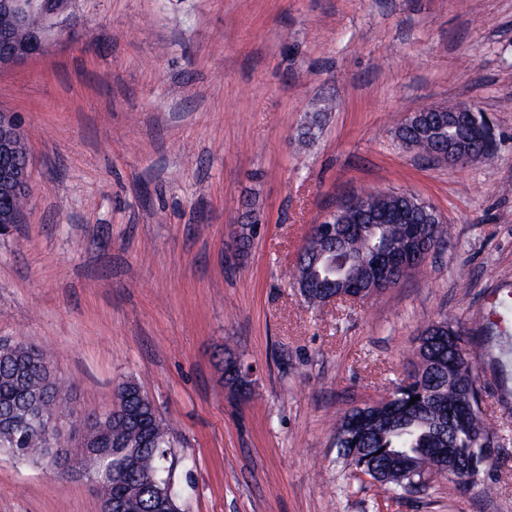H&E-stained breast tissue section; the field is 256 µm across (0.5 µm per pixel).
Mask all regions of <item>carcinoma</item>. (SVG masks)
<instances>
[{
	"mask_svg": "<svg viewBox=\"0 0 512 512\" xmlns=\"http://www.w3.org/2000/svg\"><path fill=\"white\" fill-rule=\"evenodd\" d=\"M448 117L426 107L408 117L397 129L399 140L409 138L421 151L438 143L437 137L448 138ZM369 209L383 213L400 205L416 220L418 247L436 250L451 239V228L431 219L417 200L396 199L377 191L364 192ZM405 224H379L376 232L351 239L358 263H347L344 253L326 249V242L311 234L303 245L304 253L319 256L310 262L296 264L289 272L293 286L312 306H319L328 296L339 293L349 280L369 284L368 259L380 245H386L397 254L406 250ZM466 329L461 323L443 324V320L430 321L422 331L421 341H432L428 347L417 348L413 363L412 383L397 386L392 392L391 405L396 416L376 420L369 428L360 429L355 423L357 414L349 410L336 424L334 434L339 453L347 455L349 448L363 449L357 463L367 475L377 470L395 448H410L432 464L431 449L445 446L449 440L456 456L476 461L477 470L485 466L477 457L481 452L480 438L495 437L486 426L478 390L470 389L474 369L463 359L459 350L464 348ZM0 342V450L23 462L41 463L44 449L50 447L47 439L36 440L41 432L40 423L27 416V412L40 404L46 396L58 399V413L71 417L69 429L74 438L80 437L79 416L72 414L67 397L72 385L56 377L46 354L33 358L24 346L6 350ZM139 384L127 379L116 389V398L131 408V415L121 421H109L107 427L119 440V447L110 448L101 457L84 460L83 467L91 474L102 471L112 483V495L125 497L132 504L131 512H155V500L167 489L173 479V468L168 465L173 447L171 429L162 418L154 417L150 406L139 398ZM416 401H411V398ZM421 479L417 468H395V476L380 482L388 490L405 491Z\"/></svg>",
	"mask_w": 512,
	"mask_h": 512,
	"instance_id": "obj_1",
	"label": "carcinoma"
}]
</instances>
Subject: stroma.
<instances>
[{
  "mask_svg": "<svg viewBox=\"0 0 512 512\" xmlns=\"http://www.w3.org/2000/svg\"><path fill=\"white\" fill-rule=\"evenodd\" d=\"M73 9L72 38L0 68L31 159L23 221L0 232V339L41 348L86 418L137 380L173 428L181 512H512V371L483 330L489 295L512 290V0ZM451 100L492 117L491 161L451 167L398 140L406 116ZM363 188L416 195L453 236L399 287L309 307L284 271ZM439 318L470 330L498 458L462 489L387 492L332 426L407 380ZM228 349L247 400L224 385ZM100 509L88 478L0 451V512Z\"/></svg>",
  "mask_w": 512,
  "mask_h": 512,
  "instance_id": "35a3bbf8",
  "label": "stroma"
}]
</instances>
